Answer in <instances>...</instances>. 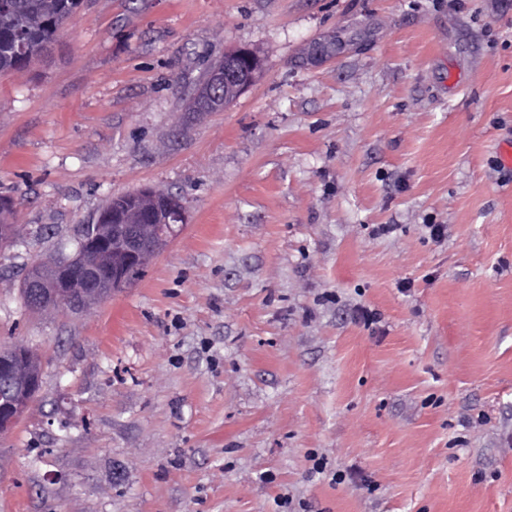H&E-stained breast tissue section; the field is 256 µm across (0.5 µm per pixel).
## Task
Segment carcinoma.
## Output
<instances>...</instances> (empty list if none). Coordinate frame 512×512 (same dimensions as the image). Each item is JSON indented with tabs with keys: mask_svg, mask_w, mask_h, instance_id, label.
Wrapping results in <instances>:
<instances>
[{
	"mask_svg": "<svg viewBox=\"0 0 512 512\" xmlns=\"http://www.w3.org/2000/svg\"><path fill=\"white\" fill-rule=\"evenodd\" d=\"M81 0H0V73L26 67Z\"/></svg>",
	"mask_w": 512,
	"mask_h": 512,
	"instance_id": "obj_1",
	"label": "carcinoma"
}]
</instances>
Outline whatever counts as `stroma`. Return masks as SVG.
<instances>
[{
  "label": "stroma",
  "mask_w": 512,
  "mask_h": 512,
  "mask_svg": "<svg viewBox=\"0 0 512 512\" xmlns=\"http://www.w3.org/2000/svg\"><path fill=\"white\" fill-rule=\"evenodd\" d=\"M235 47L261 76L190 111ZM511 138L512 0H83L0 74V348L44 362L0 512H512ZM145 186L188 222L143 277L27 311Z\"/></svg>",
  "instance_id": "35a3bbf8"
}]
</instances>
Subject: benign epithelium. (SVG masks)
Here are the masks:
<instances>
[{
  "instance_id": "obj_1",
  "label": "benign epithelium",
  "mask_w": 512,
  "mask_h": 512,
  "mask_svg": "<svg viewBox=\"0 0 512 512\" xmlns=\"http://www.w3.org/2000/svg\"><path fill=\"white\" fill-rule=\"evenodd\" d=\"M262 61L249 48H233L207 74L206 84L221 90L228 103L251 87L260 75ZM120 212L113 224L95 220L88 236L79 239L73 259L50 258L33 263L25 274L29 308L42 313L66 304L75 312L112 296L129 284L125 268L116 259L120 249L140 270L161 247L158 225L172 217L184 218L182 203L162 196L150 187L117 198ZM38 355L31 349L0 351V381L6 396H0V433L9 431L32 403L41 383Z\"/></svg>"
}]
</instances>
